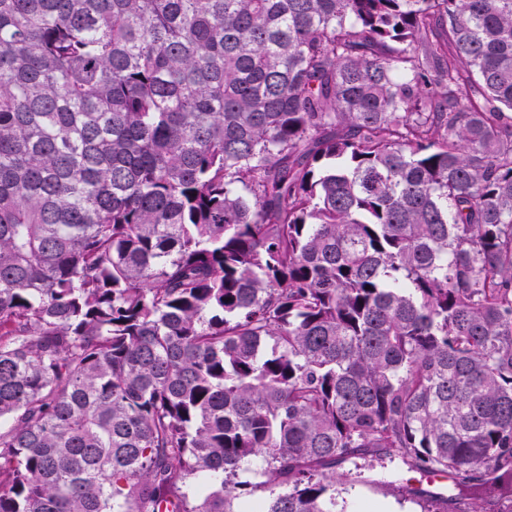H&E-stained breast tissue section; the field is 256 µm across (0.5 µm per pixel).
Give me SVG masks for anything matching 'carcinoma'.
I'll return each instance as SVG.
<instances>
[{"label":"carcinoma","mask_w":512,"mask_h":512,"mask_svg":"<svg viewBox=\"0 0 512 512\" xmlns=\"http://www.w3.org/2000/svg\"><path fill=\"white\" fill-rule=\"evenodd\" d=\"M387 460L512 512V0H0V512Z\"/></svg>","instance_id":"cac0c4a2"}]
</instances>
